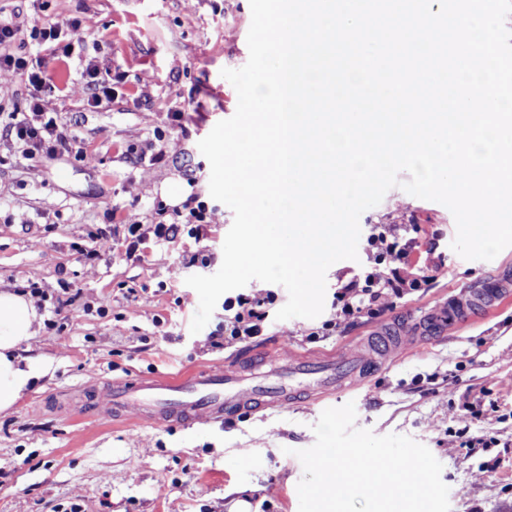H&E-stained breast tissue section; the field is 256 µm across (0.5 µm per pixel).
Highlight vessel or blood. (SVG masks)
<instances>
[{
    "label": "vessel or blood",
    "mask_w": 512,
    "mask_h": 512,
    "mask_svg": "<svg viewBox=\"0 0 512 512\" xmlns=\"http://www.w3.org/2000/svg\"><path fill=\"white\" fill-rule=\"evenodd\" d=\"M512 300V277L497 276L465 289L452 302L438 305L414 328L424 339L442 338L448 329L473 316L491 314ZM375 358L336 350L316 358L298 356L270 381L259 364L221 370L200 368L177 377L144 375L136 381H112L98 397L99 419L128 412L156 426L191 427L203 420L233 421L265 410H281L294 403L299 392L321 396L335 393L360 377Z\"/></svg>",
    "instance_id": "b4317fda"
}]
</instances>
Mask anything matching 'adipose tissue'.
I'll use <instances>...</instances> for the list:
<instances>
[{
	"instance_id": "ef3b65f1",
	"label": "adipose tissue",
	"mask_w": 512,
	"mask_h": 512,
	"mask_svg": "<svg viewBox=\"0 0 512 512\" xmlns=\"http://www.w3.org/2000/svg\"><path fill=\"white\" fill-rule=\"evenodd\" d=\"M41 324L26 294L0 289V413L12 409L47 372L44 363L20 353L21 344L31 341Z\"/></svg>"
}]
</instances>
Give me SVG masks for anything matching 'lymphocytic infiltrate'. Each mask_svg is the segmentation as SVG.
<instances>
[{"label": "lymphocytic infiltrate", "mask_w": 512, "mask_h": 512, "mask_svg": "<svg viewBox=\"0 0 512 512\" xmlns=\"http://www.w3.org/2000/svg\"><path fill=\"white\" fill-rule=\"evenodd\" d=\"M18 29L12 24L0 22V67L5 66L25 73L31 87L30 110L25 114L8 113L0 131L20 146L24 155L34 157L55 156L58 151L69 149L71 142L59 129L56 117L50 115L43 105L42 95L49 86L42 75V59L14 52L12 43ZM208 205L197 201L188 211L174 210L173 220L153 228L156 238L169 240L182 230H189L195 238L207 234ZM433 279L429 267H422L411 279L403 278L398 271L385 275H367L364 280L350 282L339 295L340 314L348 321L360 318H376L389 306L390 298L401 299L427 286ZM224 322L218 325L217 334L225 342H243L261 336L268 317L261 299L244 294L224 301Z\"/></svg>", "instance_id": "f902f5d3"}]
</instances>
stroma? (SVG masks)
I'll return each instance as SVG.
<instances>
[{
	"label": "stroma",
	"instance_id": "1",
	"mask_svg": "<svg viewBox=\"0 0 512 512\" xmlns=\"http://www.w3.org/2000/svg\"><path fill=\"white\" fill-rule=\"evenodd\" d=\"M22 11L17 34L35 52L29 24L79 20L84 48L60 67L45 59L59 89L47 108L77 134L71 150L24 157L0 140V279L37 284L36 307L55 328H41L23 355L46 360L47 377L11 410L0 413V512H298L303 467L293 449L315 442L323 406L354 403L355 425L377 435H405L442 465L451 512H512V304L460 326L440 340L410 348L365 384L337 392L326 404L260 412L232 423L190 428L101 422L80 414L79 393L100 380L138 373L173 375L206 364L226 369L258 350L270 366L292 353L315 355L358 348L384 320L421 317L490 276L512 270V247L494 259L467 260L452 250L456 223L442 204L397 187L362 213L357 260L326 274L325 307L314 319L276 320L288 300L283 286L250 281L244 294H274L264 336L214 346L224 320L216 305L205 329L191 333L199 297L185 280L222 264L232 210L209 193L210 164L198 143L237 108L222 69L249 58V0H0V18ZM94 61L112 82L110 104L87 103L82 77ZM85 151L87 161L78 160ZM206 201L208 237H148L141 258L128 257V227L171 222L191 195ZM400 240L418 238L435 280L397 300L382 318L349 323L337 317V295L350 281L397 269L412 277L415 260L380 264L368 244L379 226ZM105 234L111 251L95 261L81 251ZM207 265L192 264L196 254ZM72 306L57 309L63 292ZM318 339H311L313 331ZM490 405L481 425L507 441L495 473L461 448L466 396Z\"/></svg>",
	"mask_w": 512,
	"mask_h": 512
}]
</instances>
